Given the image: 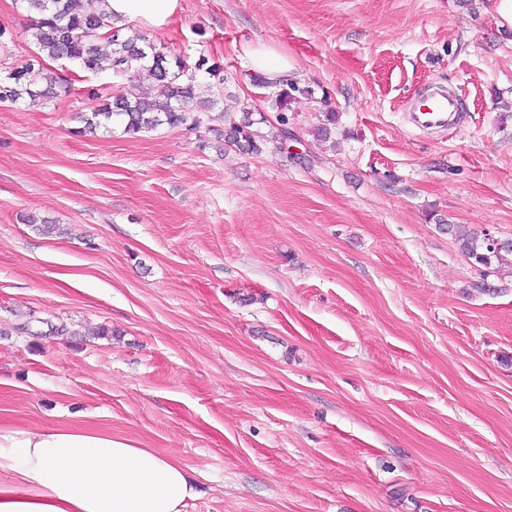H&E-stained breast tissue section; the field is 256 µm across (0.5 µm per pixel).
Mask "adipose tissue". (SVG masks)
Instances as JSON below:
<instances>
[{"label":"adipose tissue","mask_w":512,"mask_h":512,"mask_svg":"<svg viewBox=\"0 0 512 512\" xmlns=\"http://www.w3.org/2000/svg\"><path fill=\"white\" fill-rule=\"evenodd\" d=\"M178 0H106L113 19L154 23ZM200 487L174 458L107 429L0 427V512H182Z\"/></svg>","instance_id":"ef3b65f1"}]
</instances>
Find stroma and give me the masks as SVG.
<instances>
[{"label":"stroma","mask_w":512,"mask_h":512,"mask_svg":"<svg viewBox=\"0 0 512 512\" xmlns=\"http://www.w3.org/2000/svg\"><path fill=\"white\" fill-rule=\"evenodd\" d=\"M29 22L0 0L1 71L36 52ZM136 27L223 65L196 78L213 112L275 119L261 45L313 95L258 154L209 120L82 134L109 81L62 61L69 93L0 104V423L173 456L201 488L184 512H512V255L478 267L438 226L512 239V33L489 0H179ZM432 83L456 128L408 124ZM248 67L250 71L263 73L271 81H275L285 75L291 65L287 57L274 59L270 51L259 48L249 53Z\"/></svg>","instance_id":"1"}]
</instances>
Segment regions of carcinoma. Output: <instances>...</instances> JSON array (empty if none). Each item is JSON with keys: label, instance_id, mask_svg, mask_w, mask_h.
Segmentation results:
<instances>
[{"label": "carcinoma", "instance_id": "cac0c4a2", "mask_svg": "<svg viewBox=\"0 0 512 512\" xmlns=\"http://www.w3.org/2000/svg\"><path fill=\"white\" fill-rule=\"evenodd\" d=\"M27 9L35 14L29 25L37 46V52L20 67L12 68L0 81V102L16 103L27 99L34 103L53 94L56 78L47 74L45 59L66 60L86 73H106L109 79L133 80L136 73L146 69L155 80L154 93L142 96L133 85L103 97L96 95L97 102L84 118V130L93 132L117 119L130 135L148 133L166 125L180 128L200 124V112L210 106L196 101V73L203 70L222 81L223 68L201 57L189 64L180 56L170 57L146 42L143 35L130 26H118L112 15L105 11L85 12L79 0H24ZM282 89L271 96L269 104L278 112L277 124L270 134L257 128L266 122L265 117L255 120L245 112L235 120L219 114L223 129L219 134L224 142L248 154H258L268 141H284L288 129V111L296 95H308L310 91L298 83L285 80ZM438 224L448 228L455 237L460 251L473 264L489 269L512 249H497L490 244L485 230L472 231L460 224H450L438 218Z\"/></svg>", "mask_w": 512, "mask_h": 512}]
</instances>
